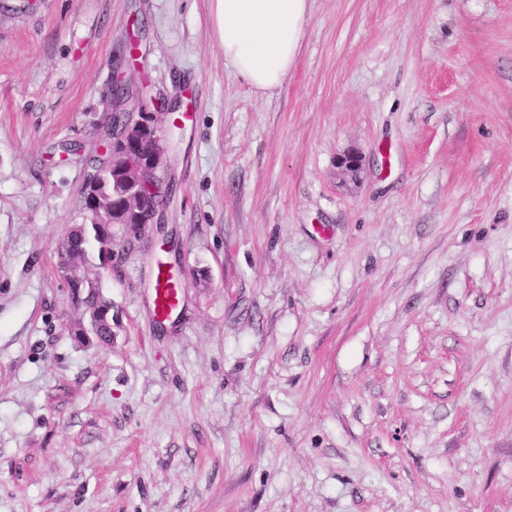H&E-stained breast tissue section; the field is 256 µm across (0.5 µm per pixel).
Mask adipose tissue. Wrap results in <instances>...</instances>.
Wrapping results in <instances>:
<instances>
[{"label": "adipose tissue", "instance_id": "1", "mask_svg": "<svg viewBox=\"0 0 512 512\" xmlns=\"http://www.w3.org/2000/svg\"><path fill=\"white\" fill-rule=\"evenodd\" d=\"M310 11V0H210L225 64L262 94L283 86Z\"/></svg>", "mask_w": 512, "mask_h": 512}]
</instances>
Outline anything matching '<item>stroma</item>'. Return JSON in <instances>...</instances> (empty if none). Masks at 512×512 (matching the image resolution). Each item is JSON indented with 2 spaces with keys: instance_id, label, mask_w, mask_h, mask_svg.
Returning a JSON list of instances; mask_svg holds the SVG:
<instances>
[{
  "instance_id": "35a3bbf8",
  "label": "stroma",
  "mask_w": 512,
  "mask_h": 512,
  "mask_svg": "<svg viewBox=\"0 0 512 512\" xmlns=\"http://www.w3.org/2000/svg\"><path fill=\"white\" fill-rule=\"evenodd\" d=\"M116 72L193 114L182 300L144 239L88 346L59 247ZM0 512H512V0H313L270 95L209 0H0ZM153 288L155 316L166 318L180 305L181 286L177 280L173 279L165 264H156ZM110 333H112V309H101L94 313L87 325L83 324L79 336L88 341L93 336L98 343H102L103 338L111 337Z\"/></svg>"
}]
</instances>
